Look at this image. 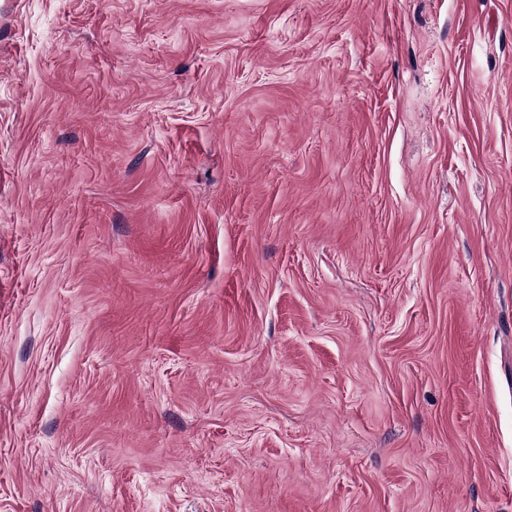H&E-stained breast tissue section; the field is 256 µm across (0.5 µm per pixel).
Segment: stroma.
<instances>
[{"label":"stroma","mask_w":512,"mask_h":512,"mask_svg":"<svg viewBox=\"0 0 512 512\" xmlns=\"http://www.w3.org/2000/svg\"><path fill=\"white\" fill-rule=\"evenodd\" d=\"M0 512H512V0H0Z\"/></svg>","instance_id":"obj_1"}]
</instances>
